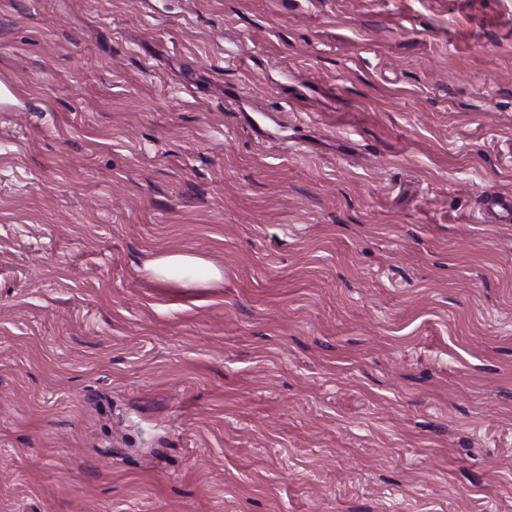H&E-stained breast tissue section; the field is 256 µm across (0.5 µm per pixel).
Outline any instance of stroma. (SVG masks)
<instances>
[{
	"label": "stroma",
	"instance_id": "35a3bbf8",
	"mask_svg": "<svg viewBox=\"0 0 512 512\" xmlns=\"http://www.w3.org/2000/svg\"><path fill=\"white\" fill-rule=\"evenodd\" d=\"M493 195L512 0H0V512H512ZM198 264V261L192 257L184 255H169L155 260L149 266L157 275H166L175 270H182L192 265Z\"/></svg>",
	"mask_w": 512,
	"mask_h": 512
}]
</instances>
